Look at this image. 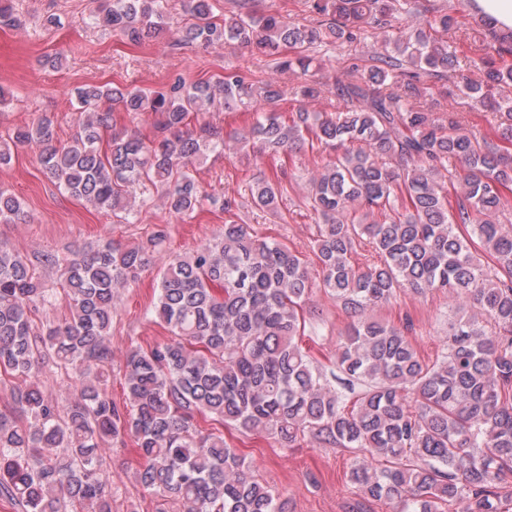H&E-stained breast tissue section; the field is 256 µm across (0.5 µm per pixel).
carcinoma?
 Returning a JSON list of instances; mask_svg holds the SVG:
<instances>
[{
  "label": "carcinoma",
  "mask_w": 512,
  "mask_h": 512,
  "mask_svg": "<svg viewBox=\"0 0 512 512\" xmlns=\"http://www.w3.org/2000/svg\"><path fill=\"white\" fill-rule=\"evenodd\" d=\"M306 24L278 13L236 10L217 19L211 0H186L179 45H233L278 55L276 71L298 74L303 103L328 93L343 108L301 107L289 121L271 105L273 78L238 70L187 82L176 74L160 91L86 85L77 92L84 118L70 145L45 116L15 141L41 147L38 161L58 187L126 223L139 210L130 189L160 183L170 212L203 205L189 165L210 152L277 156L317 146L323 165L309 179L317 215L319 280L297 251L230 222L188 254L172 257L159 277L154 314L168 340L129 348L123 403L109 395L106 367L115 300L136 282L167 240L159 227L134 245L99 242L67 255L23 256L0 241V385L11 413L0 411V494L22 512H112L101 448L134 439L142 463L136 483L159 512H287L219 430L196 416L294 443L309 437L355 455L349 481L359 491L349 512L372 500L398 499L403 512H512V154L467 131L430 85L451 82L467 105L499 118L512 142V68L481 56L472 80L456 51L463 39L483 51L512 54V29L482 16L464 25L453 7L430 0H308ZM167 0H109L90 12L101 27L139 43L162 31ZM383 35L371 64L349 66L332 84L308 78L309 51ZM250 112L251 124L225 132L210 124L216 105ZM156 117V136L102 133L111 112ZM448 170L455 200L441 171ZM255 206L274 210L278 183L250 188ZM26 215L0 189V223ZM479 246H474V240ZM371 244L377 260L353 261ZM58 275L69 315L41 316ZM314 288L360 314L335 368L318 365L302 345L303 315ZM409 290L448 294L447 351L427 363L406 330L366 312ZM79 380L65 407L42 389L45 364Z\"/></svg>",
  "instance_id": "1"
}]
</instances>
